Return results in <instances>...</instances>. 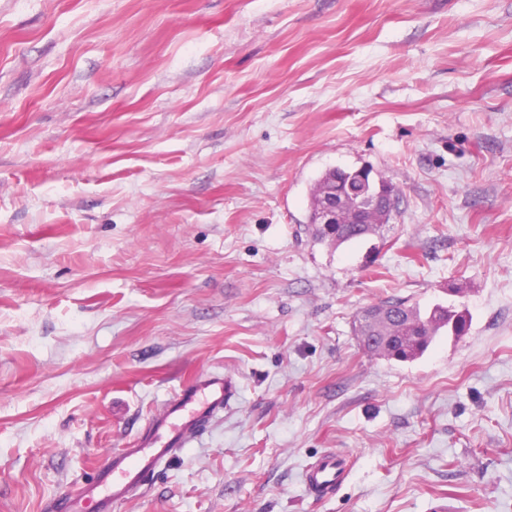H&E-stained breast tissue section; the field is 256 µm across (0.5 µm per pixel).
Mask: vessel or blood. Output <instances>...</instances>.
Here are the masks:
<instances>
[{
    "instance_id": "b4317fda",
    "label": "vessel or blood",
    "mask_w": 512,
    "mask_h": 512,
    "mask_svg": "<svg viewBox=\"0 0 512 512\" xmlns=\"http://www.w3.org/2000/svg\"><path fill=\"white\" fill-rule=\"evenodd\" d=\"M235 393V384L218 374L201 377L181 389L132 446L106 458L91 479L61 496L62 512H86L91 505L97 512H112L114 504L142 488L149 475L164 466L177 449L201 436L206 422L223 411ZM347 466L346 458L327 454L307 471L306 482L317 493L333 490Z\"/></svg>"
}]
</instances>
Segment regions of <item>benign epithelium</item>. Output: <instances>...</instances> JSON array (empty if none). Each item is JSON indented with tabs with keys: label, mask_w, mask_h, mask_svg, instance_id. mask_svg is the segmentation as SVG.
<instances>
[{
	"label": "benign epithelium",
	"mask_w": 512,
	"mask_h": 512,
	"mask_svg": "<svg viewBox=\"0 0 512 512\" xmlns=\"http://www.w3.org/2000/svg\"><path fill=\"white\" fill-rule=\"evenodd\" d=\"M367 169L360 167L351 172L354 183L345 191L334 188L322 192L313 204L309 223L348 224L361 209H379L385 215L396 213L400 199L399 190L371 178H365Z\"/></svg>",
	"instance_id": "7a95c632"
}]
</instances>
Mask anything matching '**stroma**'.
Returning <instances> with one entry per match:
<instances>
[{"mask_svg": "<svg viewBox=\"0 0 512 512\" xmlns=\"http://www.w3.org/2000/svg\"><path fill=\"white\" fill-rule=\"evenodd\" d=\"M364 166L396 215L313 241ZM388 299L469 330L371 355ZM211 372L236 396L112 512H512V0H0V512ZM348 466L346 458L327 454L306 473L309 488L317 493L333 490Z\"/></svg>", "mask_w": 512, "mask_h": 512, "instance_id": "obj_1", "label": "stroma"}]
</instances>
